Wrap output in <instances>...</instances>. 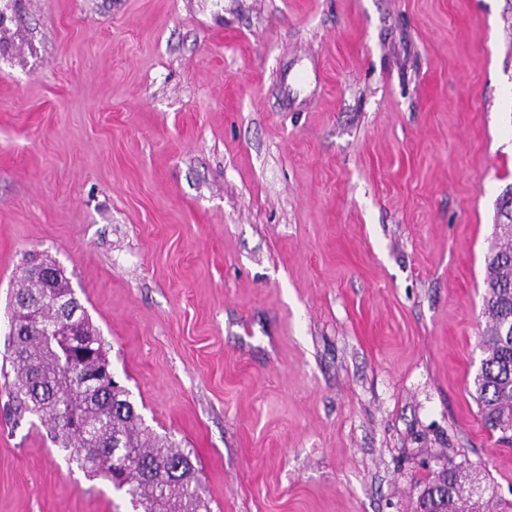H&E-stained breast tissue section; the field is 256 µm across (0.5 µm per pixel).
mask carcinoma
I'll list each match as a JSON object with an SVG mask.
<instances>
[{
  "label": "carcinoma",
  "mask_w": 512,
  "mask_h": 512,
  "mask_svg": "<svg viewBox=\"0 0 512 512\" xmlns=\"http://www.w3.org/2000/svg\"><path fill=\"white\" fill-rule=\"evenodd\" d=\"M512 195L498 204L499 230L485 257L484 314L488 325L481 333L484 357L473 379L474 398L489 433L512 438V337L500 330L512 325ZM51 279L20 271L21 286L14 295L11 319L26 324L23 335L12 337L10 363L15 410H24L51 426L55 443L69 452L91 476L107 478L125 490L132 508L141 512H201L205 507L190 454L167 436H156L143 425L128 391L104 376L98 383L84 379L103 372L106 355L101 337L83 316V335L93 345H72L43 334L47 323L66 316L64 307L84 310L64 270L55 262ZM79 413L85 435L72 429L70 414ZM448 482V494L430 499L435 512H512L502 506L493 488L481 485L476 474L448 469L424 488Z\"/></svg>",
  "instance_id": "1"
}]
</instances>
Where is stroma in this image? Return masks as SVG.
<instances>
[{
	"label": "stroma",
	"instance_id": "35a3bbf8",
	"mask_svg": "<svg viewBox=\"0 0 512 512\" xmlns=\"http://www.w3.org/2000/svg\"><path fill=\"white\" fill-rule=\"evenodd\" d=\"M0 34V512H129L11 411L25 257L210 512H417L462 466L512 187V0H13Z\"/></svg>",
	"mask_w": 512,
	"mask_h": 512
}]
</instances>
